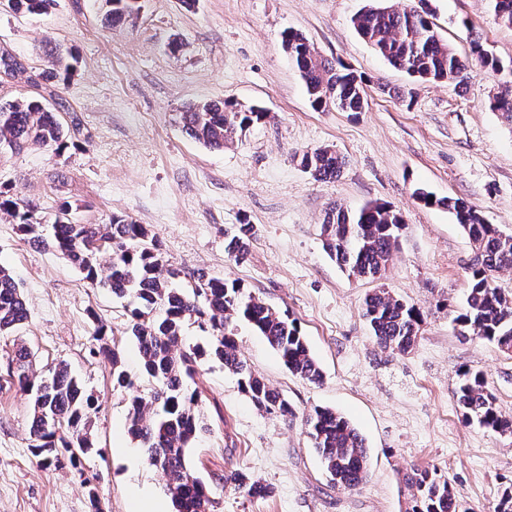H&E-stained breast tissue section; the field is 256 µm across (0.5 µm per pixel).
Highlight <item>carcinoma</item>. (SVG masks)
Returning <instances> with one entry per match:
<instances>
[{
  "mask_svg": "<svg viewBox=\"0 0 512 512\" xmlns=\"http://www.w3.org/2000/svg\"><path fill=\"white\" fill-rule=\"evenodd\" d=\"M15 11L43 13L53 0H8ZM106 16L114 24L124 23L140 9L139 0H105ZM359 35L393 67L422 82H448L463 86L474 67L485 72L504 69L503 62L489 53L480 40L471 43L470 54H459L438 32L434 14L408 0L403 6L370 7L353 19ZM284 49L301 74L312 105L322 111L361 112L367 105L363 80L341 63L320 55L306 36L289 31ZM48 65L30 78L40 92L30 99L0 102V145L21 148L29 141L62 147L68 130L61 120L70 116L71 130L80 120L71 104L55 89L54 79L73 69L70 59L58 49L47 54ZM26 71L25 64L0 48V76ZM493 110L512 123V86H504L490 103ZM260 108L238 109L228 101L192 103L177 113L182 132L209 149L220 150L251 126L265 120ZM300 167L316 181L336 179L346 165L343 154L330 147L305 150ZM413 196L426 203L436 202L453 214L472 250L464 306L453 318L462 336L486 341L512 355V296L494 285L496 273L512 269V234L490 223L476 206L446 197L431 200L421 188ZM15 220L23 235L34 243L67 257L91 284L109 289L118 298L132 300L131 333L137 341L142 374L153 382L141 393L138 378L125 368L121 349L108 344L106 331L99 328V352L112 361V388L132 391L128 402V433L145 449L150 465L166 477V489L174 512H211L209 489L194 473L189 452L206 421L200 395L189 391L185 379L195 373L202 352L183 345L186 324H196L211 334L209 354L237 376L240 390L260 410L283 419L294 416L288 399L257 377L241 356L235 330L245 322L280 355L293 374L318 382L322 371L295 321L277 312L261 297L244 290L235 280L221 279L203 271L187 288L177 283L180 273L166 267L159 241L147 228L123 216L114 215L106 224H72L57 217L51 224L34 220V211L7 192L0 191V212ZM405 226L401 212L384 203L359 210L333 207L321 224L323 246L348 277L376 281L386 273L397 248L399 227ZM254 237L253 225L240 224L225 236L224 252L234 262L244 260ZM109 253L107 270L100 254ZM362 316L368 322L378 346L391 354H405L416 345L423 316L409 301L384 288L366 294ZM30 317L22 290L12 273L0 266V333L25 324ZM8 376L31 396L30 448L42 463L59 461L61 448L90 444L85 430L94 401L72 375L68 364L59 362L41 373L32 368L31 351L20 345L12 356ZM457 402L468 422L512 436V417L503 415L489 390L485 375L463 369L455 389ZM304 425L312 447L336 486L356 489L366 479L365 439L342 414L316 407L305 415ZM68 430L70 438L62 436ZM406 481L416 489L407 512H470L457 500L448 481L437 473L413 468ZM251 498H265L271 490L253 481L243 470L224 474Z\"/></svg>",
  "mask_w": 512,
  "mask_h": 512,
  "instance_id": "carcinoma-1",
  "label": "carcinoma"
}]
</instances>
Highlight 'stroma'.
<instances>
[{
	"label": "stroma",
	"instance_id": "obj_1",
	"mask_svg": "<svg viewBox=\"0 0 512 512\" xmlns=\"http://www.w3.org/2000/svg\"><path fill=\"white\" fill-rule=\"evenodd\" d=\"M381 0H140L138 19L105 25L104 0H55L47 13L0 6V47L38 69L46 50L70 47L76 63L58 86L80 128L56 149L30 142L0 146V190L30 204L38 220L60 212L80 223L122 215L146 225L179 283L198 270L238 281L294 319L323 379L293 375L265 339L239 325L237 347L252 371L285 395L293 420L257 409L235 376L207 356L210 336L194 325L184 344L201 349L189 389L201 392L208 429L190 451L209 485L214 512H405L410 469L437 471L475 512H493L512 486V436L466 422L458 373L483 372L497 407L512 414V356L461 336L452 317L463 304L472 256L446 209L413 197L469 201L512 233V125L489 101L512 71L475 72L464 86L413 81L357 34L352 19ZM441 36L458 52L480 38L512 61V28L497 24L489 0H430ZM302 32L321 55L364 78L361 112L315 109L282 44ZM409 90L398 98L397 90ZM231 100L269 117L224 149L188 138L176 115L188 102ZM342 153L336 180L314 181L296 153ZM385 203L406 228L382 281L414 303L424 323L414 348L383 352L361 312L371 282L347 277L323 248L320 227L333 205ZM250 224L243 263L230 261L224 235ZM0 265L19 283L30 318L0 334V512H137L150 502L169 512L166 479L127 433V400L112 388V364L94 332L105 325L139 369L126 300L92 286L61 254L22 235L0 212ZM36 368L67 363L98 405L86 427L91 443L77 465L42 464L29 448L31 407L8 377L17 343ZM342 413L368 448V476L355 490L333 486L306 434L313 407ZM243 469L272 493L253 499L223 483Z\"/></svg>",
	"mask_w": 512,
	"mask_h": 512
}]
</instances>
